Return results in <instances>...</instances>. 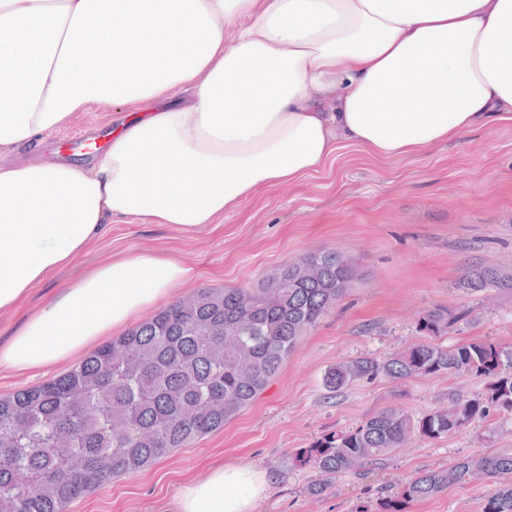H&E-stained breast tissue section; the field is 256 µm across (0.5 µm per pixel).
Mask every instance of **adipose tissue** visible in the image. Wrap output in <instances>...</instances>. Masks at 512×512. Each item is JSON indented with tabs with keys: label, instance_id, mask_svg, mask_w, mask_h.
Listing matches in <instances>:
<instances>
[{
	"label": "adipose tissue",
	"instance_id": "adipose-tissue-1",
	"mask_svg": "<svg viewBox=\"0 0 512 512\" xmlns=\"http://www.w3.org/2000/svg\"><path fill=\"white\" fill-rule=\"evenodd\" d=\"M96 108L129 117L83 165L20 151ZM512 120V0H0V315L106 224L193 231L318 171L340 143L425 152ZM179 254L117 255L0 341V366L74 360L187 283ZM228 463L178 512H254Z\"/></svg>",
	"mask_w": 512,
	"mask_h": 512
}]
</instances>
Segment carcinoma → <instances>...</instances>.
Instances as JSON below:
<instances>
[{"label": "carcinoma", "instance_id": "cac0c4a2", "mask_svg": "<svg viewBox=\"0 0 512 512\" xmlns=\"http://www.w3.org/2000/svg\"><path fill=\"white\" fill-rule=\"evenodd\" d=\"M356 276L351 260L314 252L257 288H202L38 386L0 398V512H67L68 505L113 477L139 471L175 448L224 428L265 389L301 339L339 302ZM458 287L512 294V270L469 267ZM449 308L420 320L428 339L378 361L361 357L325 374L338 392L357 379L464 375L483 383L466 398L418 417L383 408L295 454L318 478L379 461L417 441L452 436L499 408L512 410V353L484 339L446 346L441 333L465 319ZM476 477L496 480L482 512H512V449L479 452L425 471L400 492L359 512H408ZM33 489L18 490L20 480Z\"/></svg>", "mask_w": 512, "mask_h": 512}]
</instances>
